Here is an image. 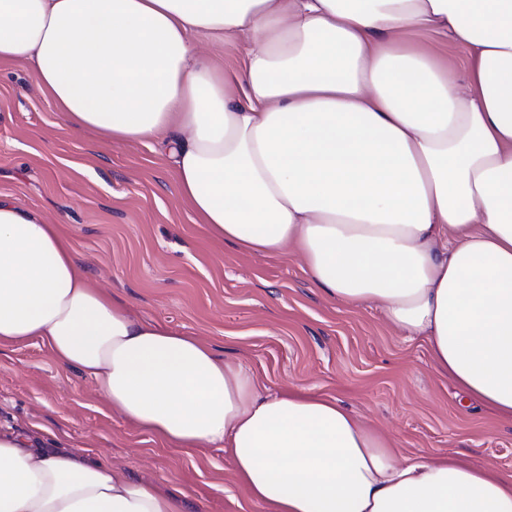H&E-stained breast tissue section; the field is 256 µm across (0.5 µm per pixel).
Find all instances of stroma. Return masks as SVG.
<instances>
[{
    "mask_svg": "<svg viewBox=\"0 0 512 512\" xmlns=\"http://www.w3.org/2000/svg\"><path fill=\"white\" fill-rule=\"evenodd\" d=\"M0 196L57 225L84 273L135 315L200 338L261 389L298 383L336 399L405 458L457 455L512 472V422L464 401L426 341L397 331L377 304L328 297L296 253L257 255L211 237L182 204L157 142L70 134L21 61L0 64ZM5 431L184 493L187 512H265L223 448L164 446L37 340L0 347Z\"/></svg>",
    "mask_w": 512,
    "mask_h": 512,
    "instance_id": "1",
    "label": "stroma"
}]
</instances>
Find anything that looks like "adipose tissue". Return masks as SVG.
Returning a JSON list of instances; mask_svg holds the SVG:
<instances>
[{
	"instance_id": "ef3b65f1",
	"label": "adipose tissue",
	"mask_w": 512,
	"mask_h": 512,
	"mask_svg": "<svg viewBox=\"0 0 512 512\" xmlns=\"http://www.w3.org/2000/svg\"><path fill=\"white\" fill-rule=\"evenodd\" d=\"M425 33L467 51V88ZM257 47L226 81L196 45ZM72 133L165 138L215 239L295 250L331 297L373 302L435 370L512 421V0H0ZM56 225L0 198V345L36 339L175 449L223 446L266 512H512V474L399 461L335 399L259 390L194 336L93 286ZM87 455L0 434V512H185Z\"/></svg>"
}]
</instances>
